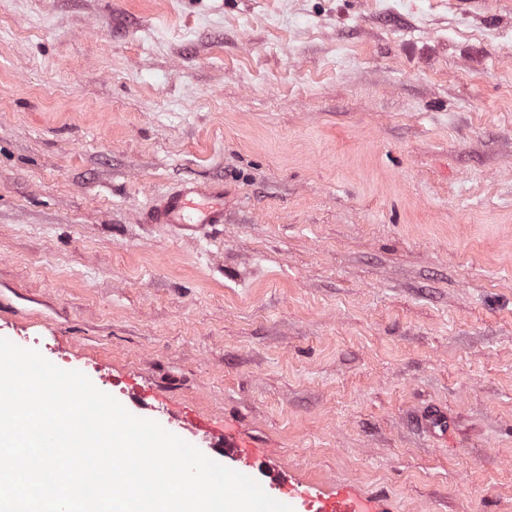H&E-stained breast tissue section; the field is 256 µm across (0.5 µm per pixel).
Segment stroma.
I'll return each instance as SVG.
<instances>
[{
    "label": "stroma",
    "mask_w": 512,
    "mask_h": 512,
    "mask_svg": "<svg viewBox=\"0 0 512 512\" xmlns=\"http://www.w3.org/2000/svg\"><path fill=\"white\" fill-rule=\"evenodd\" d=\"M0 336L260 484L512 512V0H0ZM152 224H220L224 221V185L190 181L166 193L146 214Z\"/></svg>",
    "instance_id": "35a3bbf8"
}]
</instances>
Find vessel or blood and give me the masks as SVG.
<instances>
[{"label":"vessel or blood","instance_id":"1","mask_svg":"<svg viewBox=\"0 0 512 512\" xmlns=\"http://www.w3.org/2000/svg\"><path fill=\"white\" fill-rule=\"evenodd\" d=\"M153 224H220L224 221V186L215 182L190 181L166 193L146 215ZM286 498L293 512H385L376 498L354 488L337 490L325 496L313 485L294 484Z\"/></svg>","mask_w":512,"mask_h":512}]
</instances>
